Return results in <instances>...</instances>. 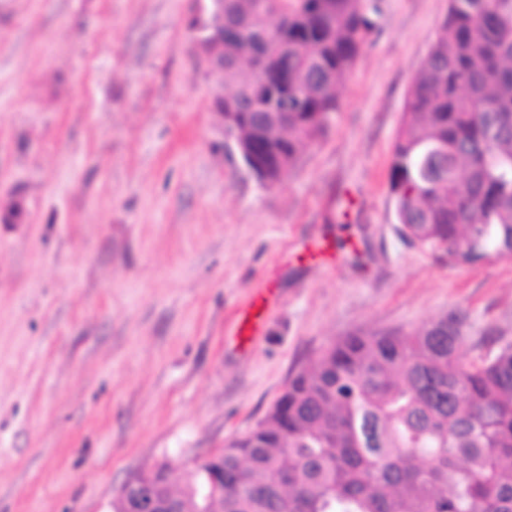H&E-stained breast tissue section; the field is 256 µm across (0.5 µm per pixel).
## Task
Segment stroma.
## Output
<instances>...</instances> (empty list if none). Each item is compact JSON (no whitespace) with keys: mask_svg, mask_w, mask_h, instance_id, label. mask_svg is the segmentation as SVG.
I'll list each match as a JSON object with an SVG mask.
<instances>
[{"mask_svg":"<svg viewBox=\"0 0 512 512\" xmlns=\"http://www.w3.org/2000/svg\"><path fill=\"white\" fill-rule=\"evenodd\" d=\"M203 0H0V512H108L244 436L331 340L466 315L512 339V256L396 232L392 147L448 0H384L325 136L275 187L227 147ZM252 340L237 344L243 319Z\"/></svg>","mask_w":512,"mask_h":512,"instance_id":"stroma-1","label":"stroma"}]
</instances>
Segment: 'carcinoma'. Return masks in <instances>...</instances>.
I'll return each instance as SVG.
<instances>
[{"label": "carcinoma", "mask_w": 512, "mask_h": 512, "mask_svg": "<svg viewBox=\"0 0 512 512\" xmlns=\"http://www.w3.org/2000/svg\"><path fill=\"white\" fill-rule=\"evenodd\" d=\"M382 0H207L188 24L224 66V132L274 187L339 108ZM389 195L411 244L512 256V0H448L406 99ZM466 316L333 341L244 437L183 477L177 512H512V341L464 363ZM224 481V499L213 498Z\"/></svg>", "instance_id": "carcinoma-1"}]
</instances>
